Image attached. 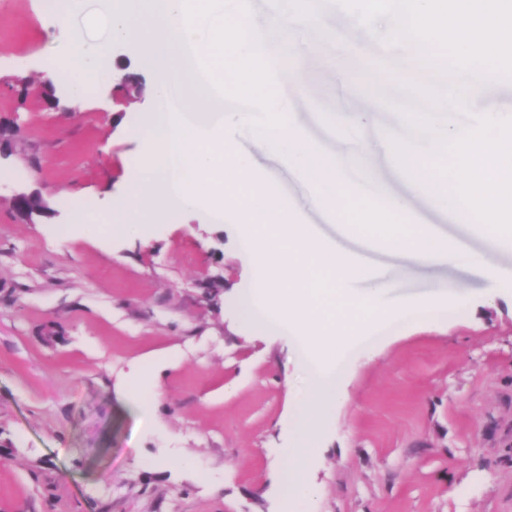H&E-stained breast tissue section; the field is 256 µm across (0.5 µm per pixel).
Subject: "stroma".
Returning <instances> with one entry per match:
<instances>
[{
  "label": "stroma",
  "mask_w": 512,
  "mask_h": 512,
  "mask_svg": "<svg viewBox=\"0 0 512 512\" xmlns=\"http://www.w3.org/2000/svg\"><path fill=\"white\" fill-rule=\"evenodd\" d=\"M319 25L318 42L303 41L302 20L291 34L295 55L315 59L302 85L318 106L283 71L274 93L307 138L366 156L378 203L399 202V221L448 239L459 258L413 264L345 231L311 205L288 158L238 139L317 237L390 273L387 307L417 306L359 327L338 356L328 385L345 397L317 435V495L303 512H512V252L409 187L395 164L387 129L429 150L397 111L419 103L402 88L411 45L381 41L337 0H322ZM71 47L44 0H0V512H296L280 460L312 358L286 322L246 314L258 274L237 214L175 194L137 235L87 233L74 193L102 217L125 202L143 150L132 130L158 103L145 54L122 43L82 100L61 97L68 77L42 62ZM368 72L382 88L352 93ZM127 75L142 98L122 88ZM486 84L467 111L444 109L449 123L512 117V81ZM360 112L370 121L354 137ZM33 190L50 212L29 222L13 196ZM489 253L492 270L474 264ZM168 350L181 359L158 365L161 398L132 413L136 361Z\"/></svg>",
  "instance_id": "35a3bbf8"
}]
</instances>
